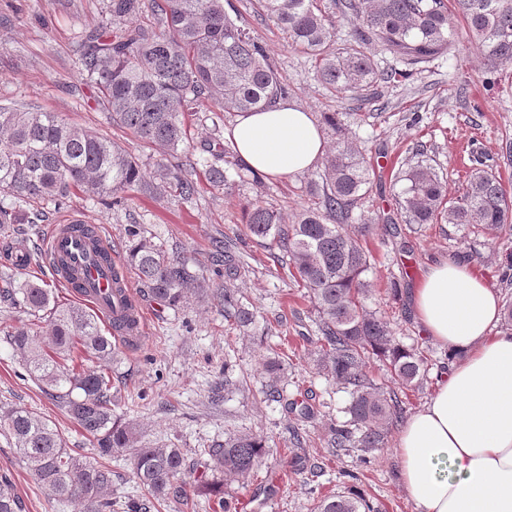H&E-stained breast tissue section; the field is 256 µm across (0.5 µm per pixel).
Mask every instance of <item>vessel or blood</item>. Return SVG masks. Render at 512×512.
<instances>
[{
  "label": "vessel or blood",
  "mask_w": 512,
  "mask_h": 512,
  "mask_svg": "<svg viewBox=\"0 0 512 512\" xmlns=\"http://www.w3.org/2000/svg\"><path fill=\"white\" fill-rule=\"evenodd\" d=\"M78 217L50 227L46 253L48 257H65L69 273L60 274L59 280L77 297L98 306L104 317L112 314L127 316L138 336H145L146 323L143 311L133 300L129 280L113 284L112 275L118 272V260L105 234L89 240L77 230Z\"/></svg>",
  "instance_id": "1"
}]
</instances>
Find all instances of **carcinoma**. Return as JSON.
<instances>
[{
    "label": "carcinoma",
    "mask_w": 512,
    "mask_h": 512,
    "mask_svg": "<svg viewBox=\"0 0 512 512\" xmlns=\"http://www.w3.org/2000/svg\"><path fill=\"white\" fill-rule=\"evenodd\" d=\"M265 19L285 36L288 46L314 57L317 80L336 96L361 94L376 83L396 82L410 68L455 52L459 30L466 31L490 73L512 63V0H258ZM357 23L350 39L336 41V13ZM109 26L95 29L81 43L78 68L97 89L112 124L163 161L145 174L139 159L120 143L39 109L0 108V225L20 221L19 206L53 203L74 191L120 206L125 193L138 189L155 198L174 195L190 202L195 182L186 167H203L207 184H228L224 165L240 181L257 189L263 177L239 163L233 146L223 142L220 123L226 112L265 108L285 92L264 46L225 12L224 0H109ZM377 45L406 69L378 68ZM199 106L212 113L213 136L206 157L191 160L187 112ZM336 135L319 180L310 182L312 206L294 223L260 202L244 208L246 231L270 240L272 259L288 267L306 288L317 311V366L349 393V419L330 421L325 450L330 456L353 449L368 468L384 447L406 407L400 390H417L427 381L419 346L396 340L390 323L361 301L370 269L361 227L348 230L353 212L365 198L369 167L363 154L345 137L336 113H324ZM404 183L397 216L410 227L426 224H470L487 233L512 223V199L488 171L472 170L465 191L447 200L445 181L431 167L409 164L398 171ZM125 262L134 268L143 295L179 309L194 296L224 312L233 329L252 324L254 313L237 294L215 288L186 259L138 227L126 229ZM0 298L36 319L7 331L10 345L31 379L46 396L90 437L95 455L106 459L132 454L134 473L144 500L130 512H149L156 504L187 495L186 464L181 449L134 447L138 432L112 414L118 389L103 370L68 365L75 352L110 363L119 354L100 327L99 316L77 304H60L53 289L32 281L0 278ZM386 364L399 390L387 389L369 376L370 359ZM0 432L54 499L76 502L82 512H112V469L93 464L69 448L49 420L22 407L0 406ZM264 437L253 432L227 435L201 449L205 468L216 475L248 479L261 466ZM0 512H25L13 481L0 476ZM314 512H371L357 490L325 496Z\"/></svg>",
    "instance_id": "1"
}]
</instances>
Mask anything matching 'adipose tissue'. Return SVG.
<instances>
[{"mask_svg": "<svg viewBox=\"0 0 512 512\" xmlns=\"http://www.w3.org/2000/svg\"><path fill=\"white\" fill-rule=\"evenodd\" d=\"M238 158L278 180L313 168L326 141L291 101L243 112L229 132ZM416 321L452 355L432 397L400 427L401 485L419 512H512V332L481 268L429 263L412 290Z\"/></svg>", "mask_w": 512, "mask_h": 512, "instance_id": "obj_1", "label": "adipose tissue"}]
</instances>
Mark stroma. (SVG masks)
<instances>
[{
	"instance_id": "stroma-1",
	"label": "stroma",
	"mask_w": 512,
	"mask_h": 512,
	"mask_svg": "<svg viewBox=\"0 0 512 512\" xmlns=\"http://www.w3.org/2000/svg\"><path fill=\"white\" fill-rule=\"evenodd\" d=\"M225 11L264 45L270 62L281 72L287 98L320 115L338 113L350 141L376 171L361 208L371 218L395 208L403 188L395 174L406 162L417 160L443 176L449 197L459 196L474 163L500 178L512 193V64L501 67L494 90L484 84L483 61L467 34H459L456 51L425 63L400 83L376 88L378 104H361L353 96L331 97L314 75V61L288 47L272 22L257 16L250 0H224ZM104 0H0V107L39 108L70 123L120 142L153 170L158 151L113 127L92 88L74 68L80 35L101 21ZM315 170L266 181L263 190L240 184L228 172V188L217 192L200 186L196 198L184 203L176 197L155 199L128 192L122 208L108 209L75 192L66 206L50 212L39 224H11L0 229V273L10 271L8 244L26 240L41 244L50 225L78 216L83 223L101 226L116 256H124L129 224L140 225L168 250L187 257L213 285L235 291L253 310L255 321L236 334L234 345L224 342V319L213 305L192 303L179 311L148 299L140 305L148 321V338L139 347L121 348L112 365V379L121 389L113 405L115 415L137 425L142 442L181 448L186 478L202 472L199 451L231 433L252 431L266 439V452L257 478L225 481L224 497L235 512H312V484L322 493L345 491L344 472L357 470L356 455L325 459L320 440L322 425L344 419L346 392L318 372L316 366V312L287 271L275 265L267 245L245 235L242 207L259 200L276 207L286 221L309 206L307 183ZM236 241L235 252L244 267L236 276L224 274L215 243ZM371 267L364 304L390 321L398 340L407 346L420 342L430 359L443 355L410 314L409 291L428 263L439 257H462L487 269L489 283L502 289L501 272L512 233L475 232L473 227L430 224L413 232L404 223H374L365 236ZM19 315L0 301V405L21 406L52 421L68 447L86 456L94 450L88 436L64 409L41 393L6 340L5 332ZM280 345L293 363L283 401L265 399L269 378L262 359L267 346ZM232 368L233 388L224 386V370ZM311 404L318 423L300 421L288 408L290 401ZM306 431L300 453L322 468L319 479L290 467L293 430ZM113 512H127V503L139 498L131 458L112 457ZM362 470V469H359ZM357 484L376 512H418L402 488L393 443H386L378 462ZM9 476L26 505L25 512H80L75 504H61L27 469L7 438L0 434V476Z\"/></svg>"
}]
</instances>
